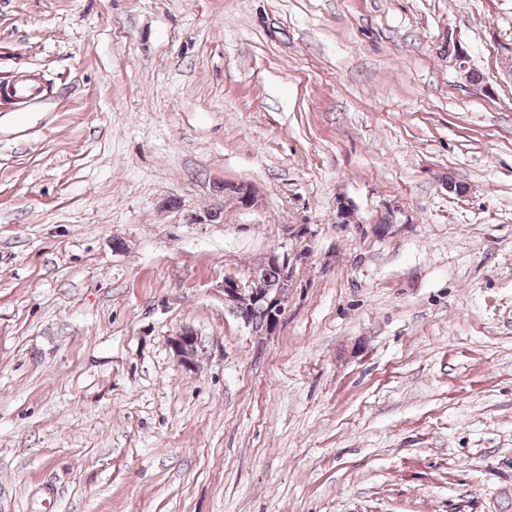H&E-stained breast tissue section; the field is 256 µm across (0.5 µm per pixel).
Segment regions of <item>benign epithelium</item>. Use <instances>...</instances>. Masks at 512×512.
<instances>
[{"instance_id": "7a95c632", "label": "benign epithelium", "mask_w": 512, "mask_h": 512, "mask_svg": "<svg viewBox=\"0 0 512 512\" xmlns=\"http://www.w3.org/2000/svg\"><path fill=\"white\" fill-rule=\"evenodd\" d=\"M231 194L240 197L246 209L254 208L259 203L256 192L248 184L235 185ZM305 255L303 248L292 251L273 248L266 253L263 261L248 273L224 275V280L217 287L224 301V309L250 327V312L256 307H262L276 314V317L264 327L265 334H274L279 325L280 315L288 304V289L296 287L297 264L305 259ZM270 263L278 264L283 273L281 283L275 289L260 287V273ZM170 347L180 366L185 369L192 367L197 355V338L192 331L184 329L175 334L170 338Z\"/></svg>"}]
</instances>
